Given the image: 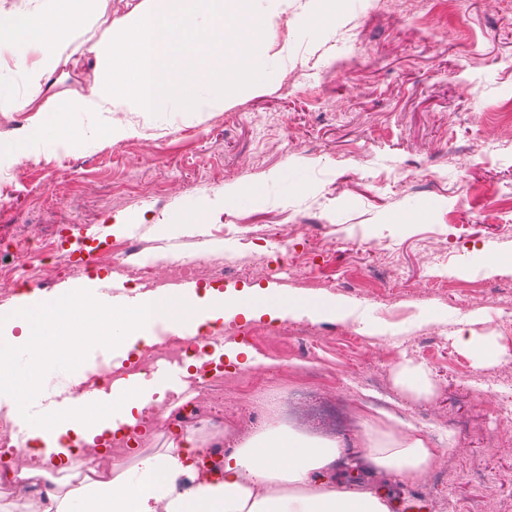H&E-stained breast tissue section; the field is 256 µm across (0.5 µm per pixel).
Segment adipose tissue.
<instances>
[{
  "instance_id": "1",
  "label": "adipose tissue",
  "mask_w": 512,
  "mask_h": 512,
  "mask_svg": "<svg viewBox=\"0 0 512 512\" xmlns=\"http://www.w3.org/2000/svg\"><path fill=\"white\" fill-rule=\"evenodd\" d=\"M108 0H34L33 6L0 8V100L17 112L31 114L23 141L0 144V163L34 157L36 152L73 150L87 142L77 114L103 113V131L114 139L135 136L136 128L118 120L121 112H210L225 97L250 87L268 74L270 58L259 51L263 19L251 0H164L149 15L136 14L111 22L100 38L87 30L103 17ZM82 35L80 56L95 60L98 77L87 94L64 105L66 116L44 121L49 105L40 98L41 84L60 64L69 62L68 47ZM237 62L227 66L225 51ZM24 76L26 90L16 78ZM350 305L333 299L309 304L307 299L274 291L211 290L185 296L168 290L143 292L136 308L103 312L93 300L78 293L50 298H21L11 312L0 314V388L14 386L18 372L13 353L27 349L30 357L47 353L64 356L52 333L56 321L96 325L86 342H113L130 349L144 341L146 326L166 317L178 329L239 317L250 321L288 315L348 318ZM152 390L116 392L111 411L90 410L72 399L50 437L21 469H8L0 480L33 482L54 472L76 470L78 449L107 454L110 443L123 440L135 446L149 435ZM223 444L222 433L210 440L195 431H176L167 448L142 458L129 470L85 476L79 486L50 488L39 512H391L385 496L374 489L350 490L333 484L332 474L341 454L338 441L309 437L273 422L262 431L235 443L222 456L219 476L199 474L193 460L204 443ZM436 456L432 441L419 428L409 427L387 440L367 439L366 463L377 471L419 478Z\"/></svg>"
}]
</instances>
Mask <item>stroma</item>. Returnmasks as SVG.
Wrapping results in <instances>:
<instances>
[{
  "mask_svg": "<svg viewBox=\"0 0 512 512\" xmlns=\"http://www.w3.org/2000/svg\"><path fill=\"white\" fill-rule=\"evenodd\" d=\"M360 31L358 46L347 30ZM272 74L223 108L126 113L138 136L115 140L94 128L85 147L31 160L11 210L0 211V310L20 297L55 295L78 280L115 279L123 264L154 259L152 281L169 279L174 257L262 255L267 270L250 280L220 279L219 289L283 288L349 303V318L288 317L277 325L234 318L217 325L250 350L246 368L225 363L217 376L223 407L202 388L174 393L207 414L165 416L143 441L164 448L176 428L227 429L244 406L238 383L256 373L273 381L264 406L274 421L342 445L336 478L357 464L359 482L388 492L394 512L417 500L419 512H512V333L499 329L512 296V268L489 271L485 255L512 259V0H336L322 14L315 0H288L267 25ZM94 62L62 65L40 98L59 105L85 92ZM258 190L261 203L223 202L224 188ZM206 205L208 241L194 226L171 234L163 224ZM39 208L38 223L26 216ZM124 223L113 233L115 223ZM287 226L288 244L270 234ZM90 260L81 274L42 283L54 227ZM344 287L323 288L326 280ZM426 309L440 312L424 322ZM313 328L320 342L298 354L284 338ZM493 340L498 358L476 367L454 342L457 331ZM358 334L363 347L347 348ZM339 369L335 394L305 397L308 420L283 409L279 386H297L310 366ZM418 365L430 379L418 393L399 382ZM384 378L391 414L371 413L394 432L392 416L421 428L438 450L422 478L377 474L363 466L359 384Z\"/></svg>",
  "mask_w": 512,
  "mask_h": 512,
  "instance_id": "obj_1",
  "label": "stroma"
}]
</instances>
